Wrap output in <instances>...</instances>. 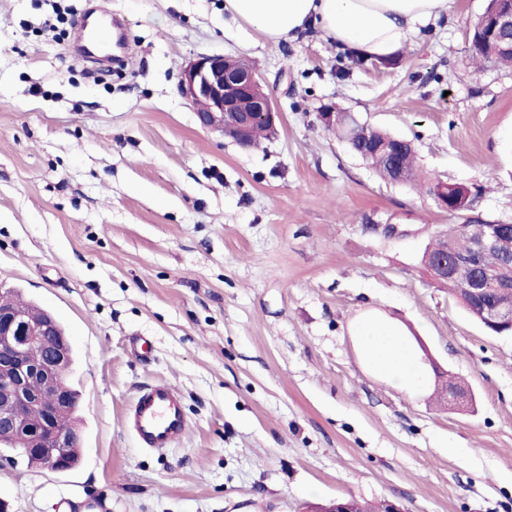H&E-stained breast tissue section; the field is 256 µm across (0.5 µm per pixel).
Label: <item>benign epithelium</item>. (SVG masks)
<instances>
[{
    "label": "benign epithelium",
    "instance_id": "obj_1",
    "mask_svg": "<svg viewBox=\"0 0 512 512\" xmlns=\"http://www.w3.org/2000/svg\"><path fill=\"white\" fill-rule=\"evenodd\" d=\"M488 41L512 52V0H499L496 11L481 18ZM178 89L195 107L198 124L217 131L239 146L250 149L254 123L263 118L271 123L280 116L263 91L256 71L240 66L224 55H201L183 70ZM318 118L328 127L355 119L350 112L324 110ZM438 205L454 212L461 202L449 195L447 185L434 190ZM512 239L511 224H495L471 241L466 253L445 251L429 259L427 272L433 281L461 282L475 308L476 321L490 333L512 330V263L489 268L483 256ZM498 293L485 302L489 291ZM38 358H32V352ZM69 341L57 331L53 319L34 320L20 310L0 309V399L9 405L0 408V428L15 434L18 454L49 457L56 470L68 469L66 451L72 445L74 430L56 420V407L77 408L62 369L68 360ZM440 396L456 408L470 405L468 395L454 384L441 389ZM53 404H46L47 399Z\"/></svg>",
    "mask_w": 512,
    "mask_h": 512
}]
</instances>
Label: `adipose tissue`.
Masks as SVG:
<instances>
[{
    "label": "adipose tissue",
    "instance_id": "1",
    "mask_svg": "<svg viewBox=\"0 0 512 512\" xmlns=\"http://www.w3.org/2000/svg\"><path fill=\"white\" fill-rule=\"evenodd\" d=\"M450 0H224L233 19L272 43L318 31L338 50L383 57L403 49L420 27L447 14ZM361 343L391 381L410 386L419 367L395 332L364 331Z\"/></svg>",
    "mask_w": 512,
    "mask_h": 512
}]
</instances>
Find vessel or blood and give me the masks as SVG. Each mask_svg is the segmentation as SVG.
<instances>
[{
  "label": "vessel or blood",
  "instance_id": "obj_1",
  "mask_svg": "<svg viewBox=\"0 0 512 512\" xmlns=\"http://www.w3.org/2000/svg\"><path fill=\"white\" fill-rule=\"evenodd\" d=\"M128 424L144 447L155 449L173 446L188 426L178 391L163 381L139 391Z\"/></svg>",
  "mask_w": 512,
  "mask_h": 512
}]
</instances>
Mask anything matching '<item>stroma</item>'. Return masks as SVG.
Masks as SVG:
<instances>
[{"label":"stroma","mask_w":512,"mask_h":512,"mask_svg":"<svg viewBox=\"0 0 512 512\" xmlns=\"http://www.w3.org/2000/svg\"><path fill=\"white\" fill-rule=\"evenodd\" d=\"M453 0L393 66L318 36L274 45L224 0H0V287L53 312L74 349L78 463L58 472L0 447L9 512L71 495L112 512H307L354 498L407 512H512V337L493 336L419 266L459 224L382 180L317 117L335 104L413 143L436 179L479 187L512 224V69L475 70ZM103 7L126 63L103 70L51 30ZM246 58L280 113L245 150L199 127L178 92L199 55ZM404 228L401 236L380 232ZM396 326L471 389L394 386L360 342ZM158 381L188 422L142 447L125 417Z\"/></svg>","instance_id":"1"}]
</instances>
